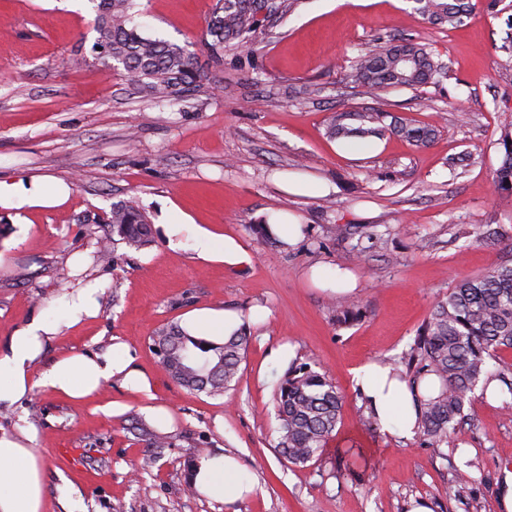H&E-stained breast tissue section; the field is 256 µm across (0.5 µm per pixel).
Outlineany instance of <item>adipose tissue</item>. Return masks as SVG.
Listing matches in <instances>:
<instances>
[{
    "label": "adipose tissue",
    "mask_w": 512,
    "mask_h": 512,
    "mask_svg": "<svg viewBox=\"0 0 512 512\" xmlns=\"http://www.w3.org/2000/svg\"><path fill=\"white\" fill-rule=\"evenodd\" d=\"M68 196L69 187L61 181L42 177L27 181L0 179V207L45 208ZM98 309L95 286L79 285L68 293L63 320L38 317L16 329L6 345L0 346V404H14L37 388L86 397L117 375L134 389L149 391L147 378L118 354L101 357L73 353L56 361L39 377H32L30 368L44 341L58 335L62 325L78 324ZM353 378L383 430L407 441L416 436L413 396L406 383L394 378L390 364H365L354 371ZM33 440L24 428L15 433L0 431V512H43L41 462L31 448ZM193 484L197 492L228 503L254 489L253 483L241 477L238 464L223 456L201 459Z\"/></svg>",
    "instance_id": "adipose-tissue-1"
}]
</instances>
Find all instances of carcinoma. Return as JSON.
<instances>
[{"label": "carcinoma", "instance_id": "carcinoma-1", "mask_svg": "<svg viewBox=\"0 0 512 512\" xmlns=\"http://www.w3.org/2000/svg\"><path fill=\"white\" fill-rule=\"evenodd\" d=\"M93 51L106 67L120 69L155 103L169 102L196 87L199 75L191 54L177 43L144 36L133 21L134 0H92ZM296 0H216L206 21L201 42L218 60L224 52L246 48L258 37L263 22L290 12ZM414 10L435 25L458 26L469 12L468 0H412ZM445 65L425 44L409 38L374 40L349 66L348 78L374 97L392 89H416L436 82ZM403 137L418 148L436 137V129L415 126L381 109H343L327 124L329 137ZM502 159L494 177L498 191L512 192V130L501 136ZM106 223L112 236L130 248L151 245L148 215L130 203L112 206ZM161 363L181 387L209 396L233 389L240 379V364L250 338L235 331L219 341L190 335L170 324L152 339ZM512 349V264L465 278L438 299L417 330L413 345L402 357L403 370L395 376L407 383L417 403V429L439 456L448 445L458 419L475 388L496 379L488 369L499 351ZM434 376L439 391L434 397L418 394L422 382ZM279 421L278 452L294 466L319 458L334 437L341 417L343 396L333 379L316 361L293 365L274 391ZM148 448L169 447L168 436L156 429H140Z\"/></svg>", "mask_w": 512, "mask_h": 512}]
</instances>
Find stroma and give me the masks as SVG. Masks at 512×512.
Returning a JSON list of instances; mask_svg holds the SVG:
<instances>
[{
    "instance_id": "stroma-1",
    "label": "stroma",
    "mask_w": 512,
    "mask_h": 512,
    "mask_svg": "<svg viewBox=\"0 0 512 512\" xmlns=\"http://www.w3.org/2000/svg\"><path fill=\"white\" fill-rule=\"evenodd\" d=\"M215 2L136 0L142 33L188 45L201 76L162 105L92 53L89 0H0V179L72 186L52 208H0V345L35 317H62L66 286L91 280L98 315L45 342L33 374L70 353L120 352L151 384L138 393L115 377L82 399L37 389L0 404L1 428L35 434L44 512H410L420 500L431 512H502L512 420L501 399L474 393L440 458L422 437L371 422L352 377L370 361L399 364L437 299L512 262V192L493 185L512 126V0H471L453 29L409 0H298L220 61L201 42ZM379 37L426 43L447 77L374 101L345 68ZM373 106L437 136L425 148L387 135L349 151L327 137L332 112ZM123 202L148 213L150 246L113 243L101 218ZM280 212L300 218L296 244L256 233ZM201 228L233 238L250 262L198 257ZM104 245L116 265L98 261ZM335 266L358 275L354 291L313 285L311 268ZM352 300L360 316L339 321ZM202 310L237 317L250 337L239 383L220 397L178 386L151 347L159 326ZM312 359L345 403L335 438L302 468L276 452L273 394L291 364ZM140 426L170 445L138 473ZM198 444L236 459L255 493L227 504L189 492Z\"/></svg>"
}]
</instances>
